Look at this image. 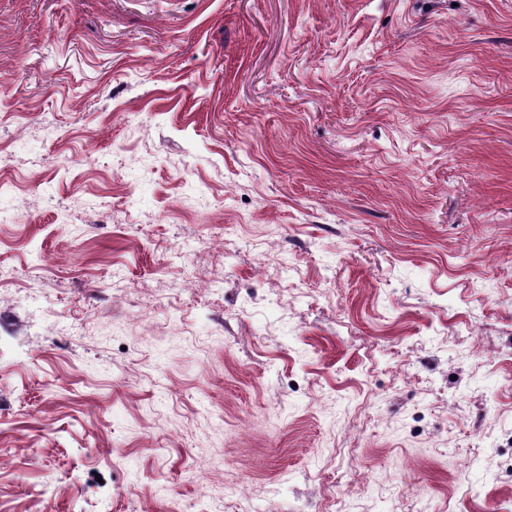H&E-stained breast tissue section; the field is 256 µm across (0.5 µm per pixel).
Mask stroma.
Here are the masks:
<instances>
[{"label":"stroma","instance_id":"obj_1","mask_svg":"<svg viewBox=\"0 0 512 512\" xmlns=\"http://www.w3.org/2000/svg\"><path fill=\"white\" fill-rule=\"evenodd\" d=\"M1 148L0 512H512V0H0Z\"/></svg>","mask_w":512,"mask_h":512}]
</instances>
